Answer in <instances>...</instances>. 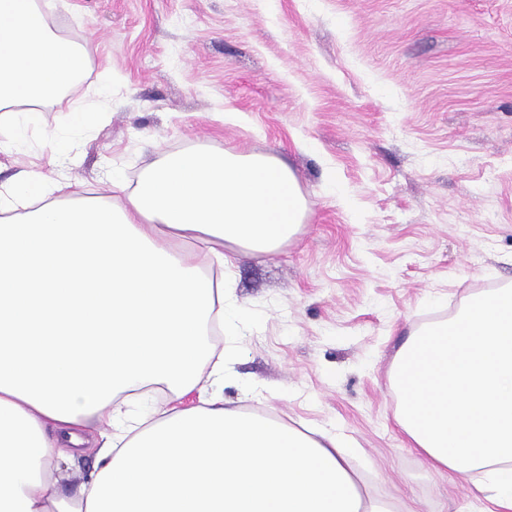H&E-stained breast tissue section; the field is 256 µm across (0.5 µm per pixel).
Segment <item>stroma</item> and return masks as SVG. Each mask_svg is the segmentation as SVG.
Listing matches in <instances>:
<instances>
[{"label": "stroma", "instance_id": "stroma-1", "mask_svg": "<svg viewBox=\"0 0 512 512\" xmlns=\"http://www.w3.org/2000/svg\"><path fill=\"white\" fill-rule=\"evenodd\" d=\"M49 25L90 64L0 153V191L46 164L52 130L71 137L72 201L122 205L112 167L182 150L275 156L307 212L277 250L238 255L225 400L343 433L372 498L492 512L410 447L392 369L411 333L512 289V0H54Z\"/></svg>", "mask_w": 512, "mask_h": 512}]
</instances>
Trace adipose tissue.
I'll return each mask as SVG.
<instances>
[{
    "mask_svg": "<svg viewBox=\"0 0 512 512\" xmlns=\"http://www.w3.org/2000/svg\"><path fill=\"white\" fill-rule=\"evenodd\" d=\"M45 6L0 0V122L38 123L87 67ZM68 160L62 137L48 170L0 193V512H392L359 493L342 438L229 405L231 365L201 381L238 250H276L304 219L290 169L183 151L135 185L112 178L122 206L45 201ZM151 385L170 397L143 419L124 396ZM393 387L412 447L512 512V289L414 332ZM87 448L93 470L60 494L61 461Z\"/></svg>",
    "mask_w": 512,
    "mask_h": 512,
    "instance_id": "adipose-tissue-1",
    "label": "adipose tissue"
}]
</instances>
